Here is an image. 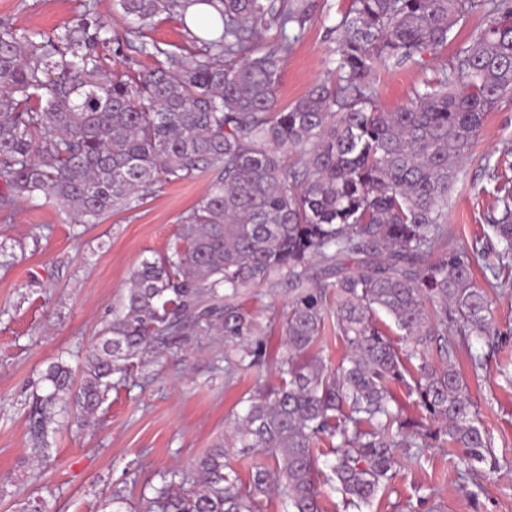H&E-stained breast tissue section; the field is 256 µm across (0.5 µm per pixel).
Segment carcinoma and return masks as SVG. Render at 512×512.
Segmentation results:
<instances>
[{"mask_svg": "<svg viewBox=\"0 0 512 512\" xmlns=\"http://www.w3.org/2000/svg\"><path fill=\"white\" fill-rule=\"evenodd\" d=\"M128 26L113 42L95 5L45 41L0 23V217L16 199L41 196L82 224L134 210L167 183L212 174L181 218L179 241L144 259L112 305V319L85 359L79 387L69 366L46 373L48 394L29 415L31 454L52 455L61 413L88 421L129 361L173 339L222 336L238 366L256 367L265 341L241 297L285 280L279 382L258 384L233 420L231 447L248 481L218 443L187 471L156 474L145 512H324L322 484L370 509L400 455L433 444L464 449L461 478L478 475L494 447L477 418L460 365L480 384L501 333L490 292L512 287V181L485 162L497 211L472 251L448 247V193L485 116L512 96V0H350L328 64L333 78L278 106L280 63L299 35V0H116ZM208 4L219 28L175 49L149 37L162 14L187 24ZM481 9L489 24L395 112L381 108L372 78L428 52ZM276 31L265 48L263 31ZM155 58L146 72L112 69L125 51ZM496 264L482 267L485 252ZM319 266V275L312 274ZM385 313L394 343L379 326ZM455 338H448V324ZM334 329L346 353L335 367L310 354ZM403 383L431 425L404 414ZM331 457L319 478L317 444Z\"/></svg>", "mask_w": 512, "mask_h": 512, "instance_id": "1", "label": "carcinoma"}]
</instances>
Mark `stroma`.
<instances>
[{"label": "stroma", "instance_id": "35a3bbf8", "mask_svg": "<svg viewBox=\"0 0 512 512\" xmlns=\"http://www.w3.org/2000/svg\"><path fill=\"white\" fill-rule=\"evenodd\" d=\"M84 0H0V22L51 34L77 18ZM306 16L281 65L276 96L288 106L329 75L337 27L349 0H305ZM485 23L482 13L460 21L437 55L393 71H379L373 88L380 106H403L413 88L442 69H454L459 52ZM512 179V99L503 98L479 128L470 158L448 195V228L454 247L470 250L487 232L496 204L483 193L485 163ZM210 183L209 174L164 185L132 211L97 224H77L44 198L20 199L11 220H0V512L43 499L48 512H105L103 502L122 489L131 512H140L153 476L187 469L209 448L227 440L234 414L247 408L257 381L276 382L274 355L281 329L273 316L288 307L287 283L251 289L244 301L267 341L263 364L228 373L224 339L201 336L175 344L150 361H134L127 383L111 391L87 425L58 424L55 453L29 461L28 414L42 392L48 367L66 362L81 377L85 356L100 335L130 273L143 259L167 252L181 232V217ZM470 396L494 440L499 469L481 463L478 483L462 482L459 448L421 449L420 460L400 459L388 491L374 512H512V389L496 376L471 386Z\"/></svg>", "mask_w": 512, "mask_h": 512}]
</instances>
